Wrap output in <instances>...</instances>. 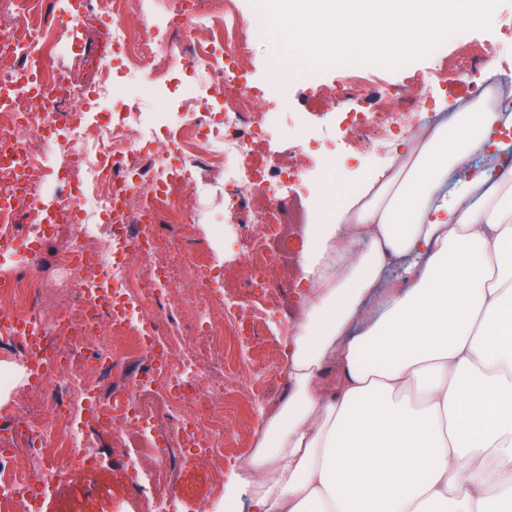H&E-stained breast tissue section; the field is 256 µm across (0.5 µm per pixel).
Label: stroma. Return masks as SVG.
I'll return each instance as SVG.
<instances>
[{"mask_svg":"<svg viewBox=\"0 0 512 512\" xmlns=\"http://www.w3.org/2000/svg\"><path fill=\"white\" fill-rule=\"evenodd\" d=\"M494 44L497 56L495 67L504 75L512 76V0H505L490 29L467 30L448 39L428 57L411 62L400 69L389 70L376 65H337L323 71H310L302 77H283L278 87L268 91L265 110L269 114L270 141L258 142L252 151L240 156V176L254 183H266L275 152H284L296 146L298 138L316 140L319 150L310 156L298 157L302 166L300 176L283 182L279 193L284 197L300 198L303 206H311L329 178L346 189L372 169L378 167L388 153L385 141H368L355 134L345 133L344 113L365 110L372 106L383 87L394 85L407 93H424L434 98L440 110H451L468 101L476 85L484 79L483 70L471 71L460 80L447 85L438 84L435 71L439 64L454 59L465 48L479 50L485 44ZM357 79L360 93L355 98L340 97V89L350 79ZM194 86L184 70L174 68L167 87L155 89L152 83L117 80L110 100L87 114L89 130H96L105 119L116 117L122 102L138 97L142 115L141 131L163 122L166 114L177 113ZM206 194L201 199L202 209L192 222L161 225L159 233L186 247L189 254L206 257L217 277L218 288H235L245 305L258 304L259 298L242 290L241 283L248 271L244 259L246 244L236 225L237 215L224 209V179L208 178ZM304 249L302 237L292 240L294 261L276 290L278 319L260 329L254 341L268 353L265 372L269 393L255 403L238 398V418L224 432L233 444L224 456V472L216 474L202 458L180 456L165 459L167 478L165 491L177 497L180 512H253V489L244 472L256 448L271 407L287 395L290 380L285 356L287 335L282 324L293 317L292 309L298 300L296 283L301 276L298 260ZM103 452L97 468L82 471L76 464H68L70 485L67 500L48 494L42 512H63L65 501L77 503L80 512H144L145 500L154 496L156 485L144 482L142 488L131 487L126 474V458L112 450L110 438L101 441Z\"/></svg>","mask_w":512,"mask_h":512,"instance_id":"1","label":"stroma"}]
</instances>
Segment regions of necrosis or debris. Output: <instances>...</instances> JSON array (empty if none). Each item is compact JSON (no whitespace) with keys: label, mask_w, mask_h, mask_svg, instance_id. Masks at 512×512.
<instances>
[{"label":"necrosis or debris","mask_w":512,"mask_h":512,"mask_svg":"<svg viewBox=\"0 0 512 512\" xmlns=\"http://www.w3.org/2000/svg\"><path fill=\"white\" fill-rule=\"evenodd\" d=\"M140 0H77L75 29L69 32L45 21L42 0H25L18 9L14 29L0 39V82H13L24 69L29 49H36L34 74L42 85L38 95L16 89L0 101V163L13 166L22 192L12 194L7 212H0V236L39 241L70 229L69 240L51 258L26 252L0 272L6 289L4 311L11 320L0 336L27 345L17 324L38 322L47 353L64 350L58 367L35 382L36 390L61 389L49 415L26 406L9 415L12 435L25 439L21 448H0V512H40L42 497L62 488L61 463L74 457L82 469L97 464L98 439L110 434L114 448H127L128 477L140 486L143 466L174 448L184 456L202 457L213 468L224 460V410L213 402L225 393L229 377L249 379L253 396H261L263 362L254 358L252 341L239 319V303L232 295L216 300L208 288V270H201L192 297H183L171 282L165 256L176 245L160 240L157 224L180 223L184 213L170 208L172 197L182 194L190 172L177 166V155L194 157L204 168L225 172L256 140L266 134L264 113L255 109L260 95L242 71L250 52V24L240 18L234 0H225L222 14H213L210 0H152L164 23L152 30L124 24V16ZM209 29L208 41H192L181 57L159 52L157 46L170 33L195 27ZM104 30L119 59L123 77L142 75L160 83L184 60L186 72L201 80L202 89L185 102L195 112L192 123L165 127L175 151L151 152L130 120L140 112L138 101H126L116 123L88 133L85 119L98 100L111 96L114 72L99 68L96 80L79 83L61 46L79 31ZM219 91L223 115L208 107V94ZM422 99H409L388 88L373 109L354 113L350 129L367 140L390 139L394 133L414 135L431 128L436 116L425 115ZM38 138H29L30 129ZM80 135V146L69 145L61 162H50L58 140ZM55 183V206L46 209L41 199L45 176ZM289 165L276 162L265 185L236 182L227 192V208H249L267 216L264 224L243 225L250 257L247 285L269 293L270 270L288 264V245L295 225L304 223L299 205L278 195L283 179L293 177ZM147 239L146 252L131 263L133 244ZM61 296L58 312L44 318L40 306L45 288ZM193 321L197 336L222 348L228 369L217 372L208 388L196 387L197 360L180 348L178 317ZM95 348L96 362L116 367V354H146L148 365L131 385L101 397L92 371L78 358ZM168 408L167 423L154 425L150 396Z\"/></svg>","instance_id":"obj_1"}]
</instances>
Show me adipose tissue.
I'll return each instance as SVG.
<instances>
[{"label":"adipose tissue","mask_w":512,"mask_h":512,"mask_svg":"<svg viewBox=\"0 0 512 512\" xmlns=\"http://www.w3.org/2000/svg\"><path fill=\"white\" fill-rule=\"evenodd\" d=\"M511 138L488 91L355 190L326 183L253 512H512Z\"/></svg>","instance_id":"ef3b65f1"}]
</instances>
